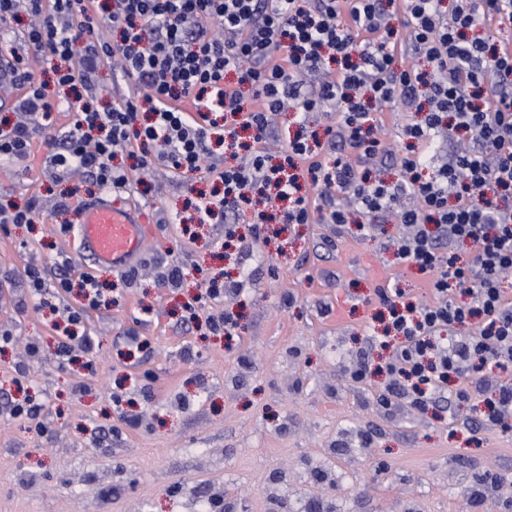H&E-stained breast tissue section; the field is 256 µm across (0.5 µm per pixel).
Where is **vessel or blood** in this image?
I'll return each instance as SVG.
<instances>
[{
	"instance_id": "b4317fda",
	"label": "vessel or blood",
	"mask_w": 512,
	"mask_h": 512,
	"mask_svg": "<svg viewBox=\"0 0 512 512\" xmlns=\"http://www.w3.org/2000/svg\"><path fill=\"white\" fill-rule=\"evenodd\" d=\"M146 237L138 211L119 200L102 199L87 206L78 226L80 251L93 265L123 270L137 262Z\"/></svg>"
}]
</instances>
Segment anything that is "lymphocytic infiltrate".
I'll list each match as a JSON object with an SVG mask.
<instances>
[{
  "instance_id": "1",
  "label": "lymphocytic infiltrate",
  "mask_w": 512,
  "mask_h": 512,
  "mask_svg": "<svg viewBox=\"0 0 512 512\" xmlns=\"http://www.w3.org/2000/svg\"><path fill=\"white\" fill-rule=\"evenodd\" d=\"M384 0H0V21L34 19L23 43L0 59V85L16 88V123H0V159L28 157L35 128L50 124L48 86L34 72L52 62L56 85L73 100V126L50 156L55 179L81 173L99 190L124 187L117 153L138 166L177 173L207 171L224 187L197 200L206 224L225 201L237 214L258 203L287 202V224H306L316 202L347 193L357 211L398 209L404 227L395 256L430 277L432 300L408 302L398 288L377 291L388 311L379 345H392L384 369L392 382L381 401L414 406L444 400L449 377L487 395L481 422L512 429V50L484 31L512 23V0H461L443 19L441 0H402L392 16ZM119 32L117 41L104 30ZM411 46L426 69L405 62ZM118 60L133 88L102 111L92 90L100 68ZM323 78L306 95L299 78ZM235 83H227L228 74ZM401 102L413 117L401 130V177L375 174L387 149L376 114ZM335 112L337 127L313 149L288 143L290 175L268 168V115ZM251 131L241 141L240 131ZM223 145L236 165L220 168L208 144ZM451 147L433 177L421 178L430 151ZM451 340H444V333Z\"/></svg>"
}]
</instances>
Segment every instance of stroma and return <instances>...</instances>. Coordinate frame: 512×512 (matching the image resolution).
Listing matches in <instances>:
<instances>
[{"mask_svg": "<svg viewBox=\"0 0 512 512\" xmlns=\"http://www.w3.org/2000/svg\"><path fill=\"white\" fill-rule=\"evenodd\" d=\"M51 103L54 122L34 132L29 157L0 160V200L42 204L34 223L0 224V333L12 336L0 349V512H218L227 502L271 512L276 474L290 512H503L512 430L479 427L469 402L391 411L378 401L387 378L375 369L390 351L367 342L383 310L376 291L430 297L427 276L390 247L402 231L396 212L360 213L342 230L319 212L280 236L243 215L233 262L224 257L232 203L213 223L189 220L190 200L212 189L202 173L142 171L121 154L128 182L115 195L143 215L145 253L129 274L99 269L63 230L94 197L81 174L51 175L54 139L74 121L67 104ZM336 121L279 113L265 148L283 158L299 125L321 134ZM174 264L186 272L177 289L162 277ZM32 268L49 285L87 274L108 291L81 327L94 342L88 388L78 366L60 364L61 312L32 294ZM218 269L244 290L184 320V304ZM223 313L235 322L227 336L208 324ZM361 364L357 381L350 370ZM27 396L43 428L9 416ZM490 471L499 486L475 498Z\"/></svg>", "mask_w": 512, "mask_h": 512, "instance_id": "35a3bbf8", "label": "stroma"}]
</instances>
